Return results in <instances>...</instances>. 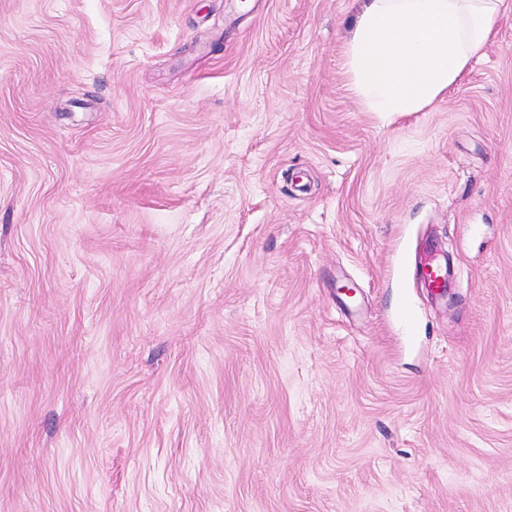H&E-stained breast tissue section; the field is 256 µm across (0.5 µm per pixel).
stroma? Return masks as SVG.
Wrapping results in <instances>:
<instances>
[{
  "label": "stroma",
  "mask_w": 512,
  "mask_h": 512,
  "mask_svg": "<svg viewBox=\"0 0 512 512\" xmlns=\"http://www.w3.org/2000/svg\"><path fill=\"white\" fill-rule=\"evenodd\" d=\"M355 10L0 0V512H512V12L401 115Z\"/></svg>",
  "instance_id": "obj_1"
}]
</instances>
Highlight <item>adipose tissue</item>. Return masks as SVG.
<instances>
[{
  "label": "adipose tissue",
  "instance_id": "adipose-tissue-1",
  "mask_svg": "<svg viewBox=\"0 0 512 512\" xmlns=\"http://www.w3.org/2000/svg\"><path fill=\"white\" fill-rule=\"evenodd\" d=\"M344 49L365 111L419 112L480 58L512 0H359Z\"/></svg>",
  "mask_w": 512,
  "mask_h": 512
}]
</instances>
